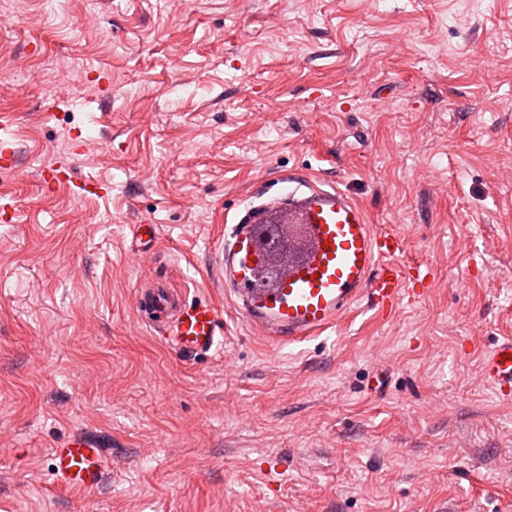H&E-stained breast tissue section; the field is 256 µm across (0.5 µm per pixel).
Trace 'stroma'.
Wrapping results in <instances>:
<instances>
[{"instance_id":"stroma-1","label":"stroma","mask_w":512,"mask_h":512,"mask_svg":"<svg viewBox=\"0 0 512 512\" xmlns=\"http://www.w3.org/2000/svg\"><path fill=\"white\" fill-rule=\"evenodd\" d=\"M187 2L96 0L89 25L86 0H0V72L42 74L0 85V512H512V406L479 376L512 334V0ZM288 172L404 232L428 294L264 341L215 243ZM139 220L155 261L130 256ZM156 274L217 303L221 354L136 325ZM80 432L112 458L87 495L48 471Z\"/></svg>"}]
</instances>
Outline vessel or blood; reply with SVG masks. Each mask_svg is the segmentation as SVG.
<instances>
[{
    "label": "vessel or blood",
    "instance_id": "1",
    "mask_svg": "<svg viewBox=\"0 0 512 512\" xmlns=\"http://www.w3.org/2000/svg\"><path fill=\"white\" fill-rule=\"evenodd\" d=\"M283 211L298 225L303 257L264 286L258 237L270 213ZM155 224L132 227L131 250L150 259L148 244L157 240ZM400 234L380 231L366 211L342 189L310 175L289 180L287 192L250 205L224 227L216 256L224 295L269 343H298L335 329L361 302L389 313L401 303L424 297L434 281L431 265H407L399 256ZM136 320L170 350L185 359L218 351L224 324L217 305L192 298L156 277L134 290ZM482 376L498 397L512 401V337L496 340L482 362ZM112 471L106 450L83 434L69 436L51 453L55 485L83 492L98 490Z\"/></svg>",
    "mask_w": 512,
    "mask_h": 512
}]
</instances>
